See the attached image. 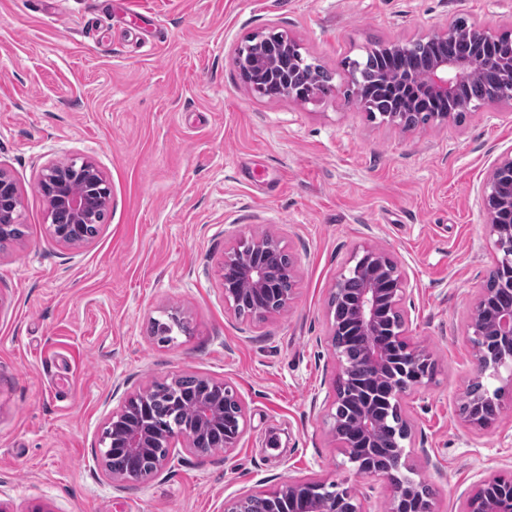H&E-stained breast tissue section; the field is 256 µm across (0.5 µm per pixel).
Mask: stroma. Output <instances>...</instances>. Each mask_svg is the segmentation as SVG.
<instances>
[{"mask_svg":"<svg viewBox=\"0 0 512 512\" xmlns=\"http://www.w3.org/2000/svg\"><path fill=\"white\" fill-rule=\"evenodd\" d=\"M461 19L512 29V0H0V167L24 240L0 251V507L5 512H224L288 478L363 492L325 423L339 364L328 301L355 249L407 272L403 332L436 364L400 399L416 479L434 512H462L484 478L512 474V397L489 428L458 411L480 373L467 332L494 265L476 188L512 150V104L405 131L346 102L342 61ZM336 72L312 103L257 97L234 64L268 31ZM93 161L111 188L97 238L47 232L45 165ZM275 234L295 259L287 308L244 320L224 302V253ZM194 332L161 344L167 313ZM229 383L247 422L237 448L177 442L164 468L113 484L100 437L130 394L184 375Z\"/></svg>","mask_w":512,"mask_h":512,"instance_id":"obj_1","label":"stroma"}]
</instances>
